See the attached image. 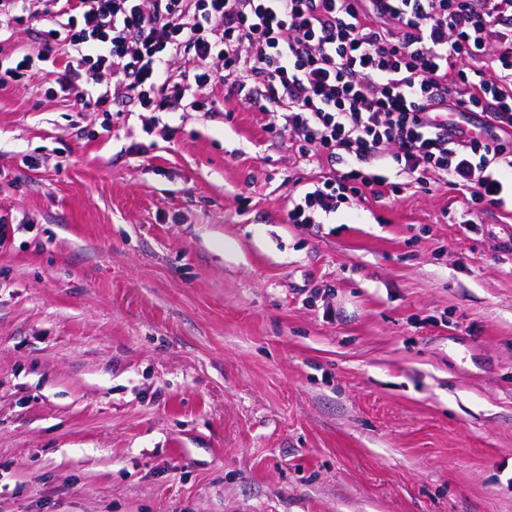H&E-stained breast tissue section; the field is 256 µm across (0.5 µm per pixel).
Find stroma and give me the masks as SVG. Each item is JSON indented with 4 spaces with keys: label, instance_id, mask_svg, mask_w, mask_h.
<instances>
[{
    "label": "stroma",
    "instance_id": "1",
    "mask_svg": "<svg viewBox=\"0 0 512 512\" xmlns=\"http://www.w3.org/2000/svg\"><path fill=\"white\" fill-rule=\"evenodd\" d=\"M0 87V512H512V214L289 223L236 103Z\"/></svg>",
    "mask_w": 512,
    "mask_h": 512
}]
</instances>
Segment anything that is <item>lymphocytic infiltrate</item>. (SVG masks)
I'll return each mask as SVG.
<instances>
[{"instance_id": "lymphocytic-infiltrate-1", "label": "lymphocytic infiltrate", "mask_w": 512, "mask_h": 512, "mask_svg": "<svg viewBox=\"0 0 512 512\" xmlns=\"http://www.w3.org/2000/svg\"><path fill=\"white\" fill-rule=\"evenodd\" d=\"M38 54L0 66V86L60 67L59 91L99 110L97 85L145 110L223 91L306 163L343 161L288 201L292 224L399 184L367 169L391 157L416 187L470 204L512 198V0H41ZM486 59L483 68H470ZM182 60L174 70V60Z\"/></svg>"}]
</instances>
